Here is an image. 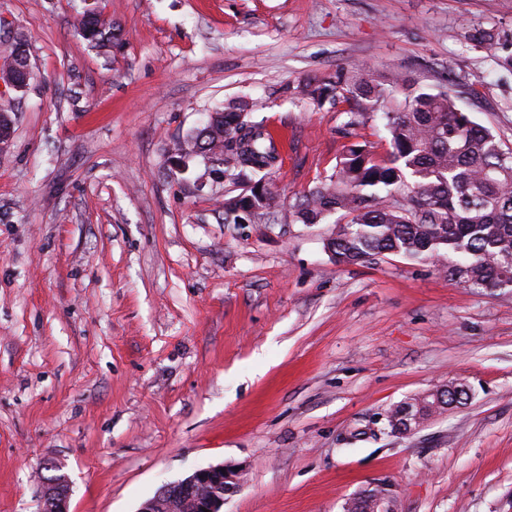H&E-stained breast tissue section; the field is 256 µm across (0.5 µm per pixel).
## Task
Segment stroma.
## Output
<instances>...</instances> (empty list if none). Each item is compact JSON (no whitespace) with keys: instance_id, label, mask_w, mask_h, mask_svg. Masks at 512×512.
<instances>
[{"instance_id":"35a3bbf8","label":"stroma","mask_w":512,"mask_h":512,"mask_svg":"<svg viewBox=\"0 0 512 512\" xmlns=\"http://www.w3.org/2000/svg\"><path fill=\"white\" fill-rule=\"evenodd\" d=\"M109 52L74 33L81 0H0V54L32 79L0 152V512H137L224 464V512H343L390 485L394 512H512V295L399 256L339 266L336 228L288 208L347 146L389 157L380 122L299 100L306 78L370 64L451 91L512 147V0H97ZM494 29L496 50L464 34ZM239 100L288 144L266 224H228L223 187L171 173L173 142ZM458 381L468 403L407 435L366 420ZM38 512H68L69 481L65 475L45 479Z\"/></svg>"}]
</instances>
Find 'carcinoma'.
Wrapping results in <instances>:
<instances>
[{
    "label": "carcinoma",
    "mask_w": 512,
    "mask_h": 512,
    "mask_svg": "<svg viewBox=\"0 0 512 512\" xmlns=\"http://www.w3.org/2000/svg\"><path fill=\"white\" fill-rule=\"evenodd\" d=\"M90 47L108 50L121 40V28L88 4L75 27ZM464 38L491 46V29L474 28ZM9 75L26 86L30 65L11 61ZM409 88L404 104L388 101L389 86ZM297 95L317 108L342 98L353 103L349 124L380 115L389 135L390 159L373 160L371 146L354 143L336 164L329 181L311 188L290 205L301 224H319L338 215L336 232L325 245L338 265L375 256L438 262L449 280L468 288L512 293V148L459 109L448 91L413 88L402 72L357 66L334 82L305 80ZM246 101L220 109L223 119L207 123L176 142L168 162L184 157L209 159V181L224 184V223H261L275 205L269 191L277 150L260 122L248 119ZM13 103L0 100V130L13 131ZM438 400H423L425 416L462 405L468 388L441 387ZM402 406L391 420L369 421L360 434L402 432Z\"/></svg>",
    "instance_id": "cac0c4a2"
}]
</instances>
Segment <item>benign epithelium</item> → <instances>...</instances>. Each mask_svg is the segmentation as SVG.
<instances>
[{"instance_id": "7a95c632", "label": "benign epithelium", "mask_w": 512, "mask_h": 512, "mask_svg": "<svg viewBox=\"0 0 512 512\" xmlns=\"http://www.w3.org/2000/svg\"><path fill=\"white\" fill-rule=\"evenodd\" d=\"M241 487V471L222 465L210 466L163 485L138 512H222L226 497ZM68 491L66 476L45 479L38 512H68ZM362 497L368 499L365 512H391V499L386 493L366 491Z\"/></svg>"}]
</instances>
